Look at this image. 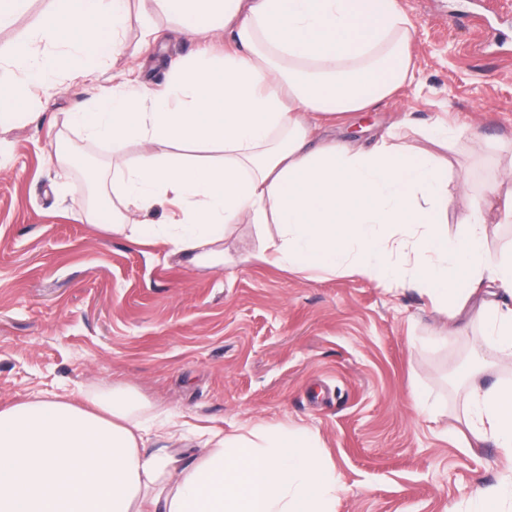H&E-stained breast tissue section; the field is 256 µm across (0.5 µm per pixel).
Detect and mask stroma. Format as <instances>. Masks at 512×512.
<instances>
[{
  "mask_svg": "<svg viewBox=\"0 0 512 512\" xmlns=\"http://www.w3.org/2000/svg\"><path fill=\"white\" fill-rule=\"evenodd\" d=\"M409 20L413 81L371 111L338 117L326 141L370 146L382 135L448 164V234L489 189L512 194V0H399ZM51 0L0 26V52L33 33ZM142 46L131 0L124 45L95 85L59 71L34 119L0 129V404L63 395L76 401L129 388L150 413L178 415L179 447L198 425L232 433L256 424L318 433L345 490L335 512H468L477 489L512 482L492 441L466 442L474 386L512 384V354L494 351L478 303L456 321L413 290L351 273L288 271L262 258L273 224L240 221L198 268L168 246L137 244L88 224L90 171L113 149L67 123L114 75L167 90L169 61L203 51L178 33ZM448 127V143L422 129ZM68 141L79 168L54 157ZM432 407L417 415L412 392Z\"/></svg>",
  "mask_w": 512,
  "mask_h": 512,
  "instance_id": "stroma-1",
  "label": "stroma"
}]
</instances>
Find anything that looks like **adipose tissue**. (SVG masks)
I'll return each mask as SVG.
<instances>
[{
	"mask_svg": "<svg viewBox=\"0 0 512 512\" xmlns=\"http://www.w3.org/2000/svg\"><path fill=\"white\" fill-rule=\"evenodd\" d=\"M185 34L223 37L220 52L172 64L165 97L104 91L68 122L139 153L112 168V191L87 206L112 232L194 252L247 218L278 225L269 256L297 270L355 273L418 288L458 316L479 299L492 347L512 352V257L485 248L483 220L444 229L451 191L438 157L381 141L323 142L335 117L388 98L409 78L408 20L398 0H141ZM128 0H57L35 35L69 50L17 43L0 63V124L33 110L64 61L118 52ZM165 203L168 223L134 216ZM132 390L88 405L45 398L0 408V512H334L342 487L317 434L257 425L201 429L179 449H145ZM468 426L512 456V384L477 389Z\"/></svg>",
	"mask_w": 512,
	"mask_h": 512,
	"instance_id": "adipose-tissue-1",
	"label": "adipose tissue"
}]
</instances>
